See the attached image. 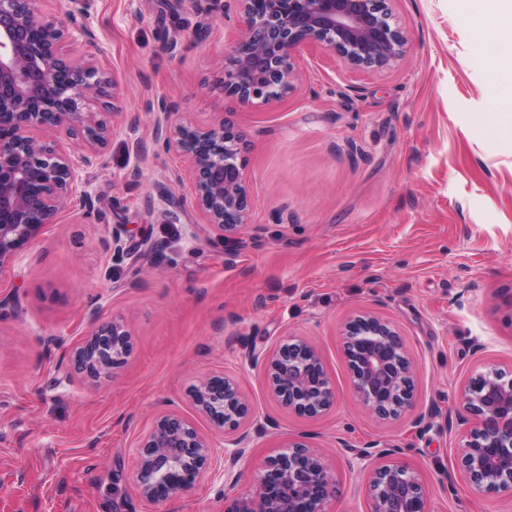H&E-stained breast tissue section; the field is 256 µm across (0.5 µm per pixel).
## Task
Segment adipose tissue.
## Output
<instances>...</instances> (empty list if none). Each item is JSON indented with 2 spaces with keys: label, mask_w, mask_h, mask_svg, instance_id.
Masks as SVG:
<instances>
[{
  "label": "adipose tissue",
  "mask_w": 512,
  "mask_h": 512,
  "mask_svg": "<svg viewBox=\"0 0 512 512\" xmlns=\"http://www.w3.org/2000/svg\"><path fill=\"white\" fill-rule=\"evenodd\" d=\"M476 10L495 17L508 18L509 26L495 32L496 49L483 66L490 84L496 85L506 111L496 113L494 121L512 132V0H472Z\"/></svg>",
  "instance_id": "adipose-tissue-1"
}]
</instances>
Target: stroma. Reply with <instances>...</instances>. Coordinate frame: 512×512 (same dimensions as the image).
Masks as SVG:
<instances>
[{
	"label": "stroma",
	"instance_id": "35a3bbf8",
	"mask_svg": "<svg viewBox=\"0 0 512 512\" xmlns=\"http://www.w3.org/2000/svg\"><path fill=\"white\" fill-rule=\"evenodd\" d=\"M222 2L205 15L186 0H89L113 80L91 109L117 131L88 170L94 210L72 202L0 274L14 301L0 318V512H224V483L208 475L159 503L133 483L135 449L160 412L212 435L188 391L217 372L263 425L254 463L289 439L332 458V512H369L367 477L344 450L368 443L402 448L429 512H512L510 495L438 481L467 430L461 387L484 366L512 371V137L490 120L498 92L481 64L502 19L466 0H388L408 38L400 60L354 69L304 45L288 95L244 105L223 93L217 57L238 26L235 0ZM162 99L198 126L243 132L252 206L239 236L222 240L193 207L186 164L157 141ZM362 312L398 328L415 367L414 409L393 420L371 416L351 386L343 327ZM115 317L131 333L126 365L96 387L69 376L93 321ZM287 334L314 342L334 381L319 417L279 405L244 358Z\"/></svg>",
	"mask_w": 512,
	"mask_h": 512
}]
</instances>
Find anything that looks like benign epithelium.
Segmentation results:
<instances>
[{
    "mask_svg": "<svg viewBox=\"0 0 512 512\" xmlns=\"http://www.w3.org/2000/svg\"><path fill=\"white\" fill-rule=\"evenodd\" d=\"M44 0H0V272L54 224L72 199L87 210L94 201L84 169L102 158L114 126L88 110L109 79L95 55L91 26L66 9L58 16ZM239 32L224 53V95L243 104H268L286 96L294 77V51L304 43L327 47L354 68H382L406 52L408 39L390 23L387 0H236ZM162 147L181 155L191 174V194L206 223L222 237L248 224L249 186L242 136L220 122L200 128L174 118L158 101ZM82 133L81 149L68 142ZM344 350L355 393L386 420L414 406V371L397 329L373 313L344 326ZM132 353L130 333L117 319L96 325L73 352L75 370L94 383L113 377ZM261 364L271 396L298 416L315 418L336 398L319 348L288 336L271 350H248ZM196 410L222 437L221 449L188 419L163 413L138 447L134 481L149 502L166 501L205 472L229 478L252 463L250 433L242 426L250 405L236 379L205 376L191 389ZM472 418L462 441L459 469L479 490L512 493V373H473L459 394ZM350 463L367 472L370 512H427L425 488L393 448H347ZM256 489H224V512H328L336 482L327 456L300 440L284 443L255 471Z\"/></svg>",
    "mask_w": 512,
    "mask_h": 512,
    "instance_id": "obj_1",
    "label": "benign epithelium"
}]
</instances>
